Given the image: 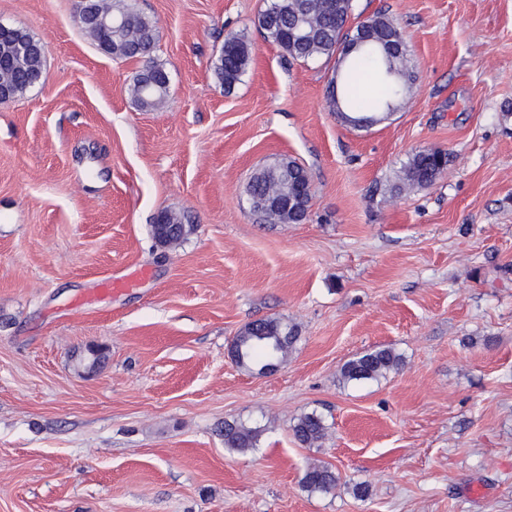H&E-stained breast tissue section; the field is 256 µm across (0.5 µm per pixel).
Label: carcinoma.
Segmentation results:
<instances>
[{
    "mask_svg": "<svg viewBox=\"0 0 512 512\" xmlns=\"http://www.w3.org/2000/svg\"><path fill=\"white\" fill-rule=\"evenodd\" d=\"M104 14L119 15L122 27L111 30L98 25L85 27L98 47L108 55L125 59H140L143 69L134 77L133 95L144 109L157 107L167 95L169 75L163 64L156 61V27L152 20L139 12L133 0H112V3H95ZM353 0H270L258 16V26L265 38L278 45L294 61L306 62L323 56H337L336 77L330 81L328 92L332 111L346 123L359 125L364 114L352 107L349 86L355 80L359 63H369L377 75L383 92L372 111L380 115L401 107L415 81L403 34L395 22L383 11L364 20L376 43L356 46L350 51L345 43L354 40L359 26H349ZM252 47L244 36H234L224 42V47L213 63L215 77L230 90L247 71ZM43 57L15 55V75L10 78L11 98L35 87ZM448 165V153L420 151L403 165L390 192L398 195L410 187H428L443 173ZM288 175V190L298 184L310 182L307 171L293 160L288 161V172L275 162L255 172L247 184V194L262 196L276 187V180ZM191 231L190 225L169 229L162 238L155 240L168 245L183 241ZM298 331L293 325L276 318L252 321L232 340L229 353L241 367H248L255 359L266 361L265 367L286 358L298 341ZM403 365V356L392 347L367 350L347 361L341 368L345 383L377 381ZM294 437L302 445L313 448L322 442L328 432L324 418L317 413L300 416L292 428ZM260 430L242 422L226 421L221 429L224 447L246 452L256 447ZM339 477L332 466L325 463L309 465L301 478L302 487L310 493L328 494L335 489Z\"/></svg>",
    "mask_w": 512,
    "mask_h": 512,
    "instance_id": "1",
    "label": "carcinoma"
}]
</instances>
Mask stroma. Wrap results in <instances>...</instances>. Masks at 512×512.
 I'll list each match as a JSON object with an SVG mask.
<instances>
[{"label": "stroma", "instance_id": "35a3bbf8", "mask_svg": "<svg viewBox=\"0 0 512 512\" xmlns=\"http://www.w3.org/2000/svg\"><path fill=\"white\" fill-rule=\"evenodd\" d=\"M136 6L170 78L156 110L78 0H0V23L47 46L43 81L0 106V512H512V0H353L351 23L393 18L416 75L364 130L329 106L335 61L265 39L266 0ZM239 34L252 60L228 91L212 64ZM429 148L446 172L391 197ZM281 157L315 191L299 224L247 202ZM164 210L186 240L155 243ZM107 278L124 289L100 293ZM268 317L297 325L293 353L238 366L233 337ZM388 345L400 370L341 383ZM312 411L317 448L292 432ZM233 420L256 448H225ZM317 461L331 494L301 486ZM292 431L297 441L308 448H313L325 439L328 427L321 415L312 412L300 416Z\"/></svg>", "mask_w": 512, "mask_h": 512}]
</instances>
